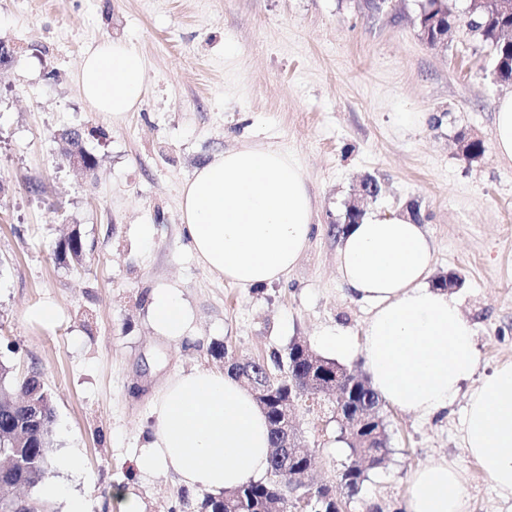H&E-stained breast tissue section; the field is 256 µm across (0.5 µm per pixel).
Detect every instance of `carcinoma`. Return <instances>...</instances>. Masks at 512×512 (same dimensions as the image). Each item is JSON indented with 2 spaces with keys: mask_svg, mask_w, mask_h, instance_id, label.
<instances>
[{
  "mask_svg": "<svg viewBox=\"0 0 512 512\" xmlns=\"http://www.w3.org/2000/svg\"><path fill=\"white\" fill-rule=\"evenodd\" d=\"M426 11L441 17L450 32L466 27L468 32L481 37L492 48V72L497 75L498 84H512V17L505 18L500 14L497 0H473L467 25L455 14L452 0H431ZM457 141L469 159H477L485 152L484 142H469L464 133L458 135ZM84 253V242L76 232L57 249V256L61 260L78 261ZM312 360L322 363L325 376L321 378V384L327 387L334 385L341 392L346 386H352L348 390L349 403L359 405L365 411L361 431L364 447L350 449L349 463L344 465L341 473L343 496L339 498L325 485L314 487L306 483L312 455L301 451L290 458L281 453L275 433L283 402L290 397L294 399L314 393L306 382ZM287 363L286 378L273 385L272 396L264 409L270 433L268 477L259 481L250 480L218 496H209L204 504L206 512H295L298 508H305L307 512H338L337 505L347 504L358 495L367 478V470L384 461L388 437L386 430L378 429L376 423L382 401L370 381L358 378L335 360L318 355L301 343L290 345ZM3 387L0 398L4 400L10 399V395L15 393L21 400L26 393L23 382L9 373L5 374ZM25 419L26 413L21 410L10 412L4 409L0 411V431L10 433L18 422ZM48 448L49 440L35 435L25 448H13L9 440L0 439V468L8 471L0 483V492L19 484L33 487L41 482L51 467Z\"/></svg>",
  "mask_w": 512,
  "mask_h": 512,
  "instance_id": "obj_1",
  "label": "carcinoma"
}]
</instances>
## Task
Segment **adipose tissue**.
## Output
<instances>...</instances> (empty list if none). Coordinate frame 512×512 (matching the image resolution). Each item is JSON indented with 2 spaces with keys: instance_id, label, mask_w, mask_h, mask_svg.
I'll return each mask as SVG.
<instances>
[{
  "instance_id": "adipose-tissue-1",
  "label": "adipose tissue",
  "mask_w": 512,
  "mask_h": 512,
  "mask_svg": "<svg viewBox=\"0 0 512 512\" xmlns=\"http://www.w3.org/2000/svg\"><path fill=\"white\" fill-rule=\"evenodd\" d=\"M143 57L106 39L83 57L76 81L93 111L132 112L145 93ZM182 231L208 270L244 288L285 280L307 249L316 205L300 165L274 147L225 151L181 193ZM433 248L421 224L372 213L342 232V283L370 305L362 342L344 326L324 331L341 357L362 355L379 397L430 418L466 396L464 448L503 497H512V362L475 379L474 331L457 298L431 287ZM193 313L179 289H154L150 323L168 341L191 338ZM133 460L138 475L174 472L180 484L219 494L269 468V426L252 392L221 370L166 381ZM405 512H466L461 473L442 460L411 477Z\"/></svg>"
}]
</instances>
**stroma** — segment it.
Returning a JSON list of instances; mask_svg holds the SVG:
<instances>
[{
  "mask_svg": "<svg viewBox=\"0 0 512 512\" xmlns=\"http://www.w3.org/2000/svg\"><path fill=\"white\" fill-rule=\"evenodd\" d=\"M420 0L377 12L366 0H0V361L41 373L55 410L49 477L89 512H117L113 490L135 487L143 512H204L206 491L169 473L136 477L132 459L153 400L180 371L223 368L212 347L243 361L304 342L325 354L324 330L362 336L369 317L336 271L337 232L365 178L381 191L365 213L403 216L417 204L434 246L432 274L463 279L455 294L473 323L478 375L512 361V164L495 150L492 52L453 32L420 37ZM121 39L145 60L134 112L92 111L76 85L85 53ZM102 128L105 139L89 136ZM84 130L93 174L64 158L60 133ZM480 136L466 159L459 133ZM243 145L276 146L300 165L317 214L288 279L243 288L198 264L181 230L180 196L196 169ZM79 231L82 262L59 260ZM172 285L194 310L196 339H157L153 288ZM54 305L52 325L34 309ZM331 400L292 418L316 451L309 474L338 486L349 450ZM465 400L425 420L382 407L388 453L368 470L349 512H403L409 477L458 464L468 512H512L464 449ZM78 452L79 467L59 462Z\"/></svg>",
  "mask_w": 512,
  "mask_h": 512,
  "instance_id": "1",
  "label": "stroma"
}]
</instances>
